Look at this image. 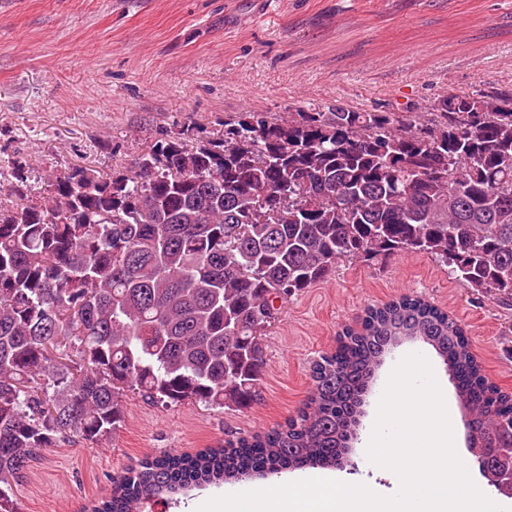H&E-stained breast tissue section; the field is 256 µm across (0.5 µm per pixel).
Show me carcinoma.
Here are the masks:
<instances>
[{
    "instance_id": "carcinoma-1",
    "label": "carcinoma",
    "mask_w": 512,
    "mask_h": 512,
    "mask_svg": "<svg viewBox=\"0 0 512 512\" xmlns=\"http://www.w3.org/2000/svg\"><path fill=\"white\" fill-rule=\"evenodd\" d=\"M224 127L194 149L158 140L134 171L74 166L48 199L0 208V512H18L34 451L61 433L108 436L127 391L249 403L277 303L340 262L426 253L512 307V99L480 88L395 111L243 112ZM13 177L28 197L25 167ZM413 336L448 365L471 440L512 448V393L485 379L456 319L405 294L343 330L284 424L148 459L90 512L338 466L382 354Z\"/></svg>"
}]
</instances>
